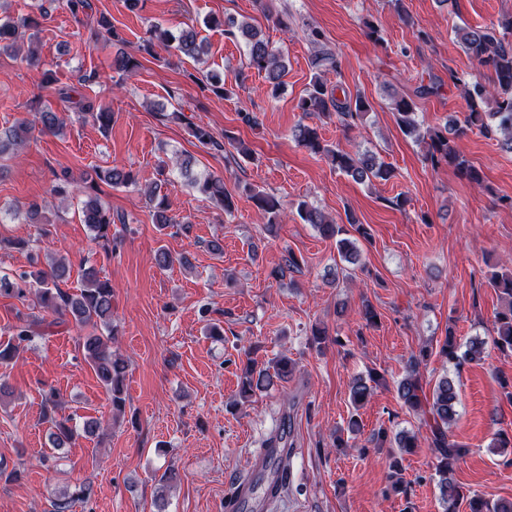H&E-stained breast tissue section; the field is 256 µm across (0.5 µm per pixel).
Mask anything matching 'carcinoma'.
<instances>
[{
	"label": "carcinoma",
	"mask_w": 512,
	"mask_h": 512,
	"mask_svg": "<svg viewBox=\"0 0 512 512\" xmlns=\"http://www.w3.org/2000/svg\"><path fill=\"white\" fill-rule=\"evenodd\" d=\"M224 26V35L245 39L246 68L264 75L270 94L277 96L283 88V78L288 69L285 54L272 47L261 31L249 22L239 23L230 19L224 22ZM455 34L465 52L487 72V78L470 81H463L452 72L448 74L449 79L460 86L467 105L464 125L460 126L451 120L442 126L423 127L415 112V102L408 95L393 97L392 110L404 135L423 145L424 159L428 164L434 168L443 164L452 166L469 181L479 185L483 182L481 171L460 153L455 146V139L473 127L487 133L499 132L504 135L503 148L512 152V42L507 39V35L512 34V14L502 16L490 27H458ZM309 38L314 45L311 59L314 73L306 93L298 101L297 108L318 119L335 118L347 127L363 122L372 110L370 101L359 92L353 96H337V88L328 85L322 77L325 71L336 68V54L326 47L319 29H311ZM17 39L18 25L10 20L0 22V53H18ZM156 40L172 43L176 52L187 58L196 59L205 53L204 41L199 39L198 32L192 27L181 30L177 35L152 27L139 51L147 55L153 54ZM138 67V58L130 53L121 51L112 58V70L116 72H128ZM205 88L226 99L236 96V91L226 85L224 75L220 72L207 73ZM77 106L99 127L105 129L110 126L112 113L96 112L90 102L80 101ZM36 120L41 125L42 132L57 134L64 128L65 113L46 108L36 113ZM32 129V125L22 120L1 130L0 158L13 154L17 148L29 143ZM192 135L203 147L215 152L224 151V144L207 128L196 126L192 129ZM291 135L299 146L313 154L326 156L337 171L356 183L388 181L395 176V170L378 161L371 152H349L330 147L322 140L316 126L301 123L292 130ZM176 165L188 186L216 202L224 213H234V197L226 189L224 177L210 172L204 175L199 173L196 170L197 160L190 154L176 160ZM99 180L115 187H126L138 185V178L133 170L119 166L104 171L97 170L95 177L90 179L88 192L81 202L82 222L94 232L93 239L109 253L112 251L111 226L116 222L125 223V218L112 217L110 209L103 205L97 194ZM164 187L166 183L154 182L145 191L150 200L156 201L153 220L161 231L174 223L173 217L168 214L169 204ZM246 191L258 210L264 214L268 226L273 227L280 223L281 205L274 196L251 187L246 188ZM15 214L23 215L30 224H41L44 220L43 205L37 201L24 205L22 211L15 210ZM297 214L304 223L314 225L324 236L336 239L338 253L344 261L351 264L358 261L356 242L344 236L345 230L335 224V221L305 202L298 204ZM155 262L161 270H167L176 263L184 268L192 266L186 255L174 256L163 247L157 250ZM299 266L298 257L288 250L283 263L272 271V277L280 279L285 273L293 272ZM68 278L69 267L54 259L48 261L46 268L36 271H0V297L24 300L31 296L44 312L54 314L60 319L71 318L75 327L83 332L79 341L84 359L105 388L112 405V413L120 414L125 406V361L112 350L118 335L112 310V286L101 279L99 272L92 266L83 269L82 288L75 294L60 287ZM488 282L498 291L503 301L502 308L494 316V343L501 352L512 353V269L492 273ZM43 322L45 317H33L21 319L11 327L7 343H0V366L9 364L39 336V326ZM482 350L483 342L478 340L461 345L454 329L450 327L439 354L447 363L459 366L477 359ZM431 353L432 350L426 344L410 354L405 374L397 383V394L407 409L422 416L421 425L428 431L426 440L436 456V475L444 512H459L463 504L469 512H512V500L490 502L470 497L454 480L455 467L468 455L469 448L450 439L448 435V425L457 416L458 391L454 381L445 374L434 383L431 394H426L423 389L420 365ZM292 370L291 362L285 357L275 361L272 374L266 369L258 370L249 364L240 394L246 398L253 390L270 386L274 376L281 380L288 378ZM379 383L380 376L372 371L365 377L355 378L350 387L352 407L358 409L363 406ZM47 420L54 428L52 443L55 447H62L74 437L73 429L67 426L69 418L49 415ZM419 435L420 432L415 430H401L391 437L386 430L381 429L373 434L371 442L378 448L387 445L401 453H409L418 447ZM90 494L91 489L86 486H80L72 493L66 491L54 502L53 512H72L75 501L86 499Z\"/></svg>",
	"instance_id": "obj_1"
}]
</instances>
